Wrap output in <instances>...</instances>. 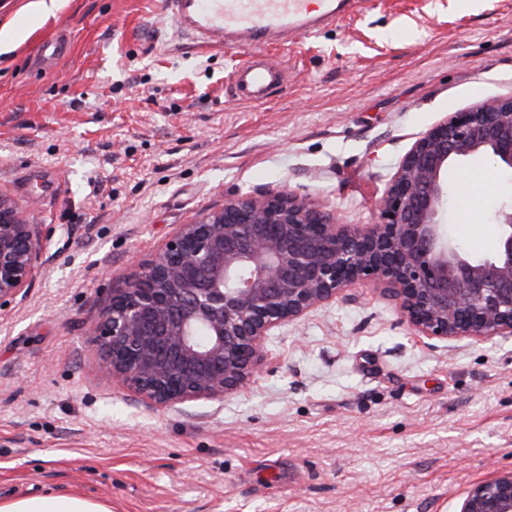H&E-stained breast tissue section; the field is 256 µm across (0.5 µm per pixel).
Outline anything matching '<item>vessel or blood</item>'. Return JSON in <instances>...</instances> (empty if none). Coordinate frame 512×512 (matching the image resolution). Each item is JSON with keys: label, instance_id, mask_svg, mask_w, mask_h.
<instances>
[{"label": "vessel or blood", "instance_id": "1", "mask_svg": "<svg viewBox=\"0 0 512 512\" xmlns=\"http://www.w3.org/2000/svg\"><path fill=\"white\" fill-rule=\"evenodd\" d=\"M355 0H166L178 35L197 46L230 41L249 54L232 80L241 100L264 102L286 74L268 58V49L291 43L347 15Z\"/></svg>", "mask_w": 512, "mask_h": 512}]
</instances>
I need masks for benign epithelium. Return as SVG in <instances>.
I'll list each match as a JSON object with an SVG mask.
<instances>
[{
  "label": "benign epithelium",
  "instance_id": "1",
  "mask_svg": "<svg viewBox=\"0 0 512 512\" xmlns=\"http://www.w3.org/2000/svg\"><path fill=\"white\" fill-rule=\"evenodd\" d=\"M483 157L512 170V94L455 112L403 156L376 224H346L307 195H234L184 224L112 298L94 329L104 368L156 406L237 391L272 332L357 282L392 300L420 339L512 336V202L493 214L494 252L448 234V171ZM37 225L0 192V306L44 265ZM459 512H512V471L472 487Z\"/></svg>",
  "mask_w": 512,
  "mask_h": 512
}]
</instances>
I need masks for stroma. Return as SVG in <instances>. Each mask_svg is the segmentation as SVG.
Masks as SVG:
<instances>
[{
    "instance_id": "obj_1",
    "label": "stroma",
    "mask_w": 512,
    "mask_h": 512,
    "mask_svg": "<svg viewBox=\"0 0 512 512\" xmlns=\"http://www.w3.org/2000/svg\"><path fill=\"white\" fill-rule=\"evenodd\" d=\"M164 0H70L0 55V191L46 262L0 307V502L54 490L112 512H458L512 471V338L413 336L363 283L280 327L237 394L154 407L100 367L113 289L232 194L283 188L373 224L399 162L450 113L512 93V0H356L271 50L288 84L237 101L244 48L198 50ZM58 39L59 56L40 53ZM452 235L492 253L512 174Z\"/></svg>"
}]
</instances>
